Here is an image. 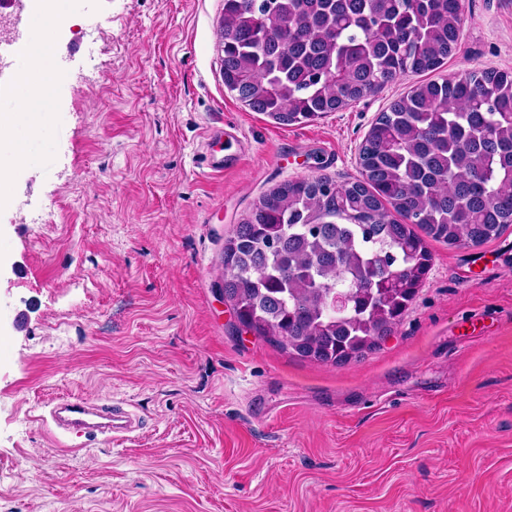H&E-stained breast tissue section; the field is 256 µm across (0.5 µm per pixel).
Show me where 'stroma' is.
Returning <instances> with one entry per match:
<instances>
[{"label":"stroma","instance_id":"1","mask_svg":"<svg viewBox=\"0 0 512 512\" xmlns=\"http://www.w3.org/2000/svg\"><path fill=\"white\" fill-rule=\"evenodd\" d=\"M435 78L512 71V0H462ZM224 0H71L50 122L0 207V512H512V228L433 264L380 347L325 365L238 333L224 239L288 180L359 176L409 74L282 126L224 86ZM231 126L237 164L208 173ZM81 395L140 426L57 434ZM226 138L234 139V134L225 131L224 128H216L211 131L207 140L208 167L212 172H224L225 168H229L235 161V156L224 155L223 148L220 147Z\"/></svg>","mask_w":512,"mask_h":512}]
</instances>
